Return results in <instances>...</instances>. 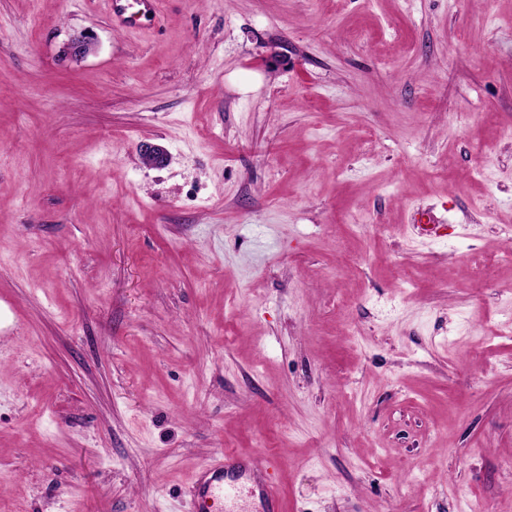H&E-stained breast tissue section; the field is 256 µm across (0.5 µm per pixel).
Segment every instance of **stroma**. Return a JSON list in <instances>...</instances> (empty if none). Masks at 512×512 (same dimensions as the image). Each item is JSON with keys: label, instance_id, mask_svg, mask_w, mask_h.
Instances as JSON below:
<instances>
[{"label": "stroma", "instance_id": "stroma-1", "mask_svg": "<svg viewBox=\"0 0 512 512\" xmlns=\"http://www.w3.org/2000/svg\"><path fill=\"white\" fill-rule=\"evenodd\" d=\"M511 252L512 0H0V512H512ZM162 0H110L112 20L124 29L150 27L161 10ZM267 462L258 452H221L194 475L193 512H214L217 501L224 503L225 512H240L229 506L237 502L243 481L251 479L252 495L258 493L263 512L282 511L279 487L262 479Z\"/></svg>", "mask_w": 512, "mask_h": 512}]
</instances>
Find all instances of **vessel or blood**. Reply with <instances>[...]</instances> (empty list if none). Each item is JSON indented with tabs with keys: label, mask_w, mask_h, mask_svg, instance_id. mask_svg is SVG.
<instances>
[{
	"label": "vessel or blood",
	"mask_w": 512,
	"mask_h": 512,
	"mask_svg": "<svg viewBox=\"0 0 512 512\" xmlns=\"http://www.w3.org/2000/svg\"><path fill=\"white\" fill-rule=\"evenodd\" d=\"M162 0H110L112 20L124 29L150 27L161 10ZM266 459L258 452H224L201 466L194 475L193 512H214L216 502L234 505L243 481L253 483L263 512H281V491L265 482Z\"/></svg>",
	"instance_id": "obj_1"
}]
</instances>
